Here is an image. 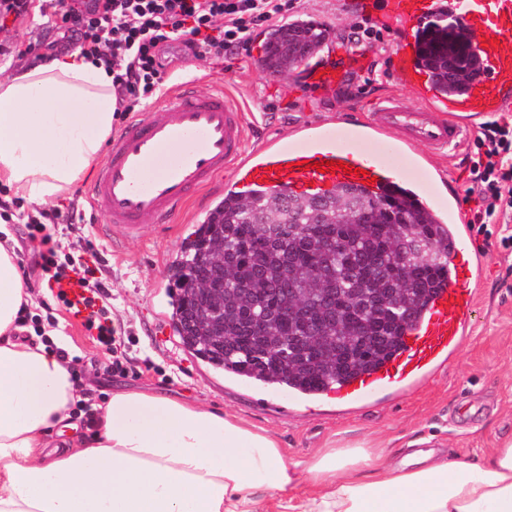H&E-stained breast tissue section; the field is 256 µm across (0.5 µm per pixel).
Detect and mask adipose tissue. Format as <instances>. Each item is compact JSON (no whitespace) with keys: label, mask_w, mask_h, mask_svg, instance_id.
Wrapping results in <instances>:
<instances>
[{"label":"adipose tissue","mask_w":512,"mask_h":512,"mask_svg":"<svg viewBox=\"0 0 512 512\" xmlns=\"http://www.w3.org/2000/svg\"><path fill=\"white\" fill-rule=\"evenodd\" d=\"M117 95L78 53L0 75V183L54 202L96 162ZM0 225V512H512V436L451 460L364 442L289 459L265 431L199 404L117 391L89 438L67 367L20 341L31 295Z\"/></svg>","instance_id":"1"}]
</instances>
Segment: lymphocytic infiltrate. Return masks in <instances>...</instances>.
<instances>
[{
  "mask_svg": "<svg viewBox=\"0 0 512 512\" xmlns=\"http://www.w3.org/2000/svg\"><path fill=\"white\" fill-rule=\"evenodd\" d=\"M293 0H103L91 10L66 8L62 21L78 35L81 56L104 64L123 113L138 111L164 83L166 48L181 42L198 59L222 58L251 52L256 29L272 26L291 9ZM468 195L476 207L471 221L496 223L512 214V125L496 120L482 123L473 142ZM56 212L45 211L31 230L40 234L43 248L27 271L47 288L78 279L88 290L93 312L86 321L100 344L116 343L108 284L101 277V260L57 261V245L46 235Z\"/></svg>",
  "mask_w": 512,
  "mask_h": 512,
  "instance_id": "lymphocytic-infiltrate-1",
  "label": "lymphocytic infiltrate"
}]
</instances>
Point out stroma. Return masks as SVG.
<instances>
[{"mask_svg":"<svg viewBox=\"0 0 512 512\" xmlns=\"http://www.w3.org/2000/svg\"><path fill=\"white\" fill-rule=\"evenodd\" d=\"M342 0H295L288 20L314 19L331 31L324 55L336 69L334 84L309 87L305 70L273 77L252 66L260 55L262 40H255L251 54L220 61L200 60L171 46L166 54L171 81L195 74L201 90L223 85L235 95L243 115L246 150L263 142L290 135L300 120L308 119L334 130L339 144H348L351 113L360 105L398 94L405 102L416 99L414 91L397 78L393 67L394 35L385 24L383 8L370 16L382 37L372 47L356 39L358 15L344 12ZM57 0H30L20 15L8 14L0 28V70L44 54L77 49L60 21ZM359 150L382 161L408 180L419 176L394 137L366 138ZM466 153H433L427 172L435 183H446L456 193V214L469 218L466 200ZM227 175L217 176L203 195L175 219L167 232L145 231L130 241L109 244L99 238L84 195L76 184L54 204L59 217L47 225L58 245L59 260L97 253L105 264L102 275L110 286L109 304L117 329L125 372L112 368L107 352L50 290L31 286L33 302L26 306L22 337L51 347L64 348L74 383L86 397L83 429L94 422L95 404L118 390L159 393L197 403L218 413H228L246 423L266 428L281 440L289 458L307 459L334 439L371 440L383 448H404L408 443L430 439L432 447L464 456L474 448H493L500 437L512 435V249L499 244V225H489L488 235L469 228L467 245L484 252L486 268L477 296L473 333L467 343L416 390L371 403L354 411L336 410L320 400H309L297 411L288 408V391L253 386L234 380L183 349L178 337L158 333V318L169 316L168 265L176 258L184 239L209 211L224 198ZM10 201L12 244L16 255L38 252L40 243L29 238L26 226L38 218L39 204L0 191Z\"/></svg>","mask_w":512,"mask_h":512,"instance_id":"obj_1","label":"stroma"}]
</instances>
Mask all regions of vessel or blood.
Returning a JSON list of instances; mask_svg holds the SVG:
<instances>
[{"label":"vessel or blood","instance_id":"vessel-or-blood-1","mask_svg":"<svg viewBox=\"0 0 512 512\" xmlns=\"http://www.w3.org/2000/svg\"><path fill=\"white\" fill-rule=\"evenodd\" d=\"M398 38L394 70L417 89L421 105L392 97L374 104L366 124L370 132L398 133L405 146L428 149L460 146L469 122L512 105V0H385ZM458 20L489 39L476 46L481 73L464 89L443 94L426 78L415 35L435 14ZM304 144L282 140L245 153L239 106L223 90L201 92L183 82L148 117L115 138L86 195L105 217L103 231L117 228L125 237L141 235L149 223H166L224 168L232 185L254 191L285 190L324 195L338 185L362 188L378 196L399 192L402 181L385 165L368 163L355 151L337 147L319 124L299 128ZM335 161L334 172L317 164ZM464 222L453 224L448 283L431 298L422 317L410 326L399 354L387 364L325 392L336 406L365 405L377 397L417 389L463 344L474 313L473 285L481 257L466 245Z\"/></svg>","mask_w":512,"mask_h":512}]
</instances>
